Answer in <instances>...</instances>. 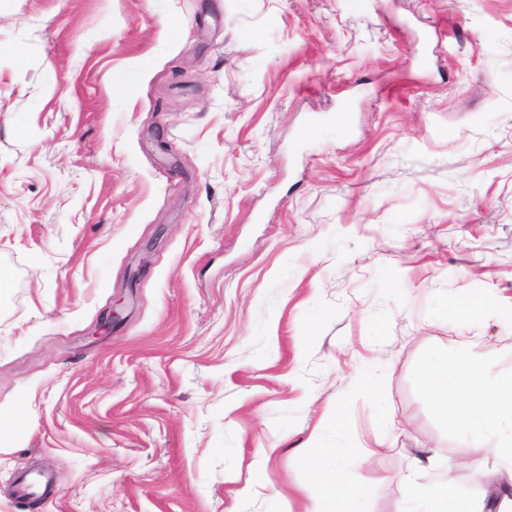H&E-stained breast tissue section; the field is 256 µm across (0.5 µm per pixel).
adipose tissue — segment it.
Here are the masks:
<instances>
[{"label": "adipose tissue", "instance_id": "obj_1", "mask_svg": "<svg viewBox=\"0 0 512 512\" xmlns=\"http://www.w3.org/2000/svg\"><path fill=\"white\" fill-rule=\"evenodd\" d=\"M422 390L447 427L471 435L474 455L494 449L512 472V372H495L464 356L452 364L447 354L435 352L424 368ZM347 469L348 460L340 454L316 471L318 492L310 496L306 512H355L354 502L365 493L349 485ZM443 487L436 479L417 485L405 478L406 512H446Z\"/></svg>", "mask_w": 512, "mask_h": 512}]
</instances>
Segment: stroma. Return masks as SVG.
Instances as JSON below:
<instances>
[{
	"label": "stroma",
	"instance_id": "stroma-1",
	"mask_svg": "<svg viewBox=\"0 0 512 512\" xmlns=\"http://www.w3.org/2000/svg\"><path fill=\"white\" fill-rule=\"evenodd\" d=\"M0 268V512H304L318 430L399 512L512 370V0H0ZM422 390L447 428L472 436L473 453L493 448L512 478V371L492 369L465 356L448 367V354L430 355ZM17 497L22 500L39 499L47 495L51 485L48 475L24 472L17 477Z\"/></svg>",
	"mask_w": 512,
	"mask_h": 512
}]
</instances>
